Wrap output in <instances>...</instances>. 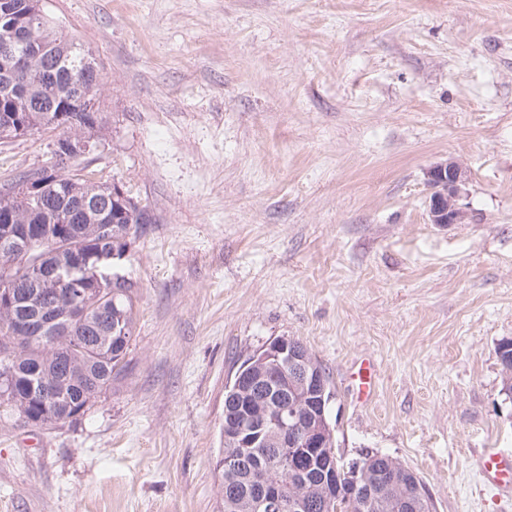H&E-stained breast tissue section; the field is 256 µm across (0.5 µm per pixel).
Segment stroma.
Segmentation results:
<instances>
[{"instance_id":"35a3bbf8","label":"stroma","mask_w":512,"mask_h":512,"mask_svg":"<svg viewBox=\"0 0 512 512\" xmlns=\"http://www.w3.org/2000/svg\"><path fill=\"white\" fill-rule=\"evenodd\" d=\"M103 81L104 151L146 205L124 373L74 425L0 421V512H224V390L288 336L328 370L336 449L390 455L436 512H512V0H45ZM59 130L0 141V190ZM466 168V224L425 172ZM374 361L363 404L349 372ZM426 175L430 189V223L441 226L465 223L470 217L466 205L461 202L466 182L463 165L449 159L430 167ZM496 354L502 377L501 391L506 399H512V339L501 340L496 347ZM475 472L485 484L512 497V453L484 451L476 460Z\"/></svg>"}]
</instances>
